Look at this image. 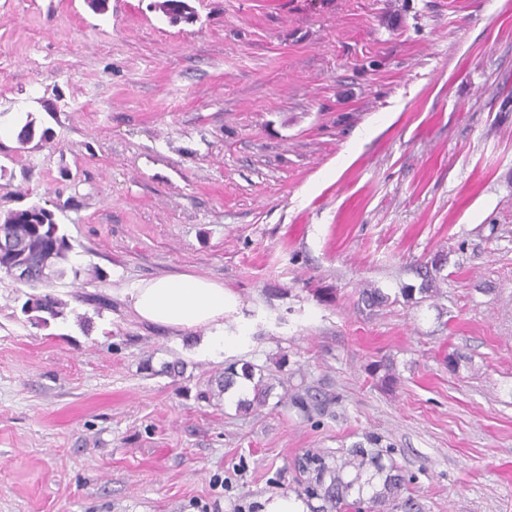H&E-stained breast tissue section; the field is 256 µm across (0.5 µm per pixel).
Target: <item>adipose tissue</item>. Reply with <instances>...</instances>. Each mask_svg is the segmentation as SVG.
Returning a JSON list of instances; mask_svg holds the SVG:
<instances>
[{"mask_svg": "<svg viewBox=\"0 0 512 512\" xmlns=\"http://www.w3.org/2000/svg\"><path fill=\"white\" fill-rule=\"evenodd\" d=\"M126 294L139 320L200 332L197 348L208 352L223 351L224 319L238 306L236 296L223 283L193 273L144 279Z\"/></svg>", "mask_w": 512, "mask_h": 512, "instance_id": "adipose-tissue-1", "label": "adipose tissue"}]
</instances>
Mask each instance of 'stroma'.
Wrapping results in <instances>:
<instances>
[{"instance_id": "35a3bbf8", "label": "stroma", "mask_w": 512, "mask_h": 512, "mask_svg": "<svg viewBox=\"0 0 512 512\" xmlns=\"http://www.w3.org/2000/svg\"><path fill=\"white\" fill-rule=\"evenodd\" d=\"M153 2L0 0V212L72 245L48 326L0 274V512H266L371 436L414 512H512V0ZM186 272L223 356L122 294ZM154 8L172 22H192L195 17L193 7L186 0H157ZM241 375L243 378L251 381L253 383V399L252 403L249 402L248 404L244 402V404L241 403V406H248L250 407L252 405L261 406L265 402L266 396L268 394V386L265 384L263 377L259 375L257 380H255V372L254 367L248 363H243L240 367Z\"/></svg>"}]
</instances>
